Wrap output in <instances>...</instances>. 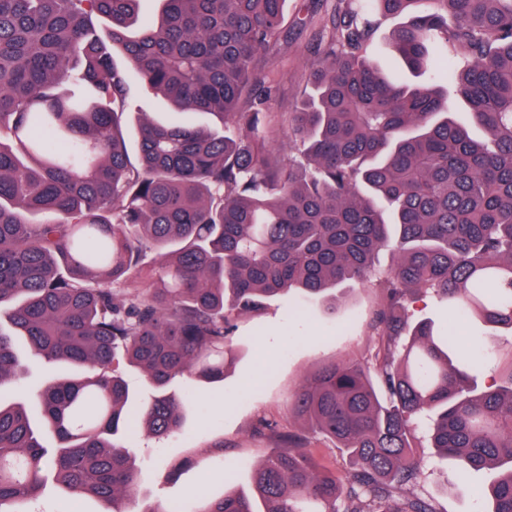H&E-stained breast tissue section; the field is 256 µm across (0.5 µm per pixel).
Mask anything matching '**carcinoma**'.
Segmentation results:
<instances>
[{
    "instance_id": "1",
    "label": "carcinoma",
    "mask_w": 512,
    "mask_h": 512,
    "mask_svg": "<svg viewBox=\"0 0 512 512\" xmlns=\"http://www.w3.org/2000/svg\"><path fill=\"white\" fill-rule=\"evenodd\" d=\"M140 2L0 0V387L19 380L20 343L80 371L39 394L38 422L0 402V512H29L50 478L69 512L87 498L125 512L139 465L118 438L178 432L192 389L173 380L223 381L235 321L265 298L334 302L346 282L379 289L368 329L382 388L362 363H334L303 381L292 414L348 473L279 433L252 493L187 512H257V498L265 512H437L410 492L424 421L458 476L493 472L490 512H512V350L506 379L480 390L471 373L488 353L462 334L475 318L512 334V0H333L311 92L286 113L301 156L288 168L271 149L265 81L285 0H160L157 20ZM374 5L412 14L391 35L409 69L453 53L444 84L368 61ZM132 80L214 125L143 114L131 161ZM147 250L158 263L139 269ZM431 293L459 334L409 324L408 301ZM122 362L148 395L130 393Z\"/></svg>"
}]
</instances>
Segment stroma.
<instances>
[{
  "mask_svg": "<svg viewBox=\"0 0 512 512\" xmlns=\"http://www.w3.org/2000/svg\"><path fill=\"white\" fill-rule=\"evenodd\" d=\"M296 0H288L286 16L288 45L277 54L267 71L268 81L278 86L272 109L291 111L305 88L309 47L317 24H294ZM398 21L380 17L369 42L371 62L390 75L407 78L390 42ZM377 288L356 284L340 294L335 305L321 298L294 305L281 298L266 302L258 312L237 320L233 338L237 357L223 382L194 392L186 402L179 432L161 441L143 436L125 440L124 445L140 463L139 494L131 503L132 512H147L157 503L178 500L191 502L198 488L196 472L174 477L171 471L185 460L223 457L224 474L236 478L237 490L249 491L253 464L280 444L276 434L256 432L259 419L278 423L281 430L301 435L316 460L333 471L344 470L346 463L335 445L304 427L289 412L300 384L318 367L342 360L370 362L377 346L369 336L367 323L374 309ZM26 378L22 385L0 388V399L33 406L31 391L65 376L67 367H47L26 359ZM256 380L251 397L238 398V386L245 379ZM415 453L423 462V473L416 487L437 512H485L486 502L478 500L475 488L488 483L492 475L484 472L458 480L450 462L439 458L430 447L424 429L416 431Z\"/></svg>",
  "mask_w": 512,
  "mask_h": 512,
  "instance_id": "stroma-1",
  "label": "stroma"
}]
</instances>
